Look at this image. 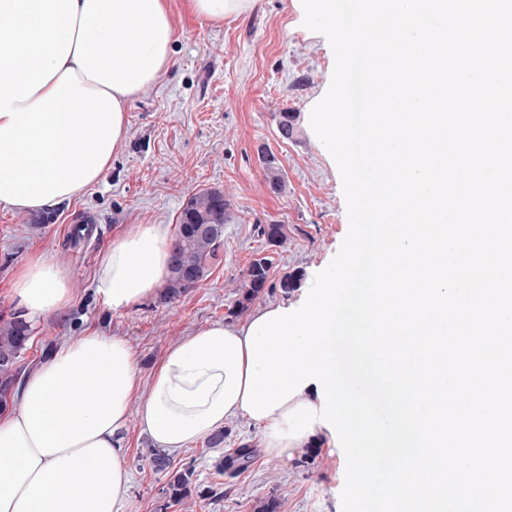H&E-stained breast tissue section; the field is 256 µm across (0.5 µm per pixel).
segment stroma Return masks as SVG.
<instances>
[{
	"instance_id": "1",
	"label": "stroma",
	"mask_w": 512,
	"mask_h": 512,
	"mask_svg": "<svg viewBox=\"0 0 512 512\" xmlns=\"http://www.w3.org/2000/svg\"><path fill=\"white\" fill-rule=\"evenodd\" d=\"M176 31L173 63L128 107L124 145L100 181L81 197L50 209L21 213L0 204V321L18 314L11 291L14 272L37 251L57 255L69 271L75 299L43 318L31 332L19 367L39 364L45 342L63 344L94 328L128 340L142 378H149L167 346L215 323L243 324L248 314L234 302L254 259L272 260L271 286L255 303L264 308L297 300L277 284L286 272L325 269L349 230L337 165L308 125V113L330 81L334 55L324 37L297 21L291 0H257L247 14L210 24L169 0ZM294 116L290 139L278 134L281 113ZM282 162L284 190L266 184L262 151ZM209 189L230 201L221 260L177 301L153 294L122 311L103 306L94 276L113 239L134 224H165L177 230L182 205ZM282 224L287 238L267 247L260 228ZM90 235L73 242L77 225ZM224 443L207 441L173 454L174 468L194 471L186 503H174L168 477L154 471L151 439L137 420L120 436L132 473L127 512H253L256 500L277 497L280 512H342L346 459L326 436L282 459L269 458L260 429L245 418L226 421ZM251 445L252 465L237 477L219 474L215 463Z\"/></svg>"
}]
</instances>
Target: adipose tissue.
Wrapping results in <instances>:
<instances>
[{"instance_id":"adipose-tissue-1","label":"adipose tissue","mask_w":512,"mask_h":512,"mask_svg":"<svg viewBox=\"0 0 512 512\" xmlns=\"http://www.w3.org/2000/svg\"><path fill=\"white\" fill-rule=\"evenodd\" d=\"M173 44L167 0H0V203L48 210L96 184L125 142L130 101L168 68ZM173 247L164 224L123 232L97 269L102 304L122 311L152 296ZM12 290L31 325L74 299L66 268L41 254ZM247 333L220 323L193 332L146 384L123 337L89 329L63 343L0 411V512H125L118 436L130 417L177 452L243 416ZM320 405L311 383L259 419L266 454L308 445Z\"/></svg>"}]
</instances>
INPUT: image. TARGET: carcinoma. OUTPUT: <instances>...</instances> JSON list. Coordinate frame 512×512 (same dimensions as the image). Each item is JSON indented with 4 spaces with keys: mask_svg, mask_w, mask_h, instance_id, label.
<instances>
[{
    "mask_svg": "<svg viewBox=\"0 0 512 512\" xmlns=\"http://www.w3.org/2000/svg\"><path fill=\"white\" fill-rule=\"evenodd\" d=\"M261 163L266 182L275 194L283 191L282 164L275 154L265 150ZM230 203L220 190L210 189L197 192L186 199L179 216L178 232L174 242L175 260L170 267L164 298L175 301L188 290L196 287L199 280L192 276L197 270L209 271L211 264L219 260L224 246V223L229 215ZM261 235L267 243L279 246L286 240L285 225L266 224ZM271 260L261 257L253 260L247 270L246 281L238 290L235 312L241 314L260 297L269 276ZM29 332L22 320L13 317L0 325V397L8 398L18 377L17 364L27 350ZM254 455L248 445L236 449L234 454L217 463V469L232 476L247 467ZM150 463L157 471L170 474L168 490L170 498L179 502L191 494L190 470L171 469V460L164 451L152 449Z\"/></svg>",
    "mask_w": 512,
    "mask_h": 512,
    "instance_id": "cac0c4a2",
    "label": "carcinoma"
}]
</instances>
